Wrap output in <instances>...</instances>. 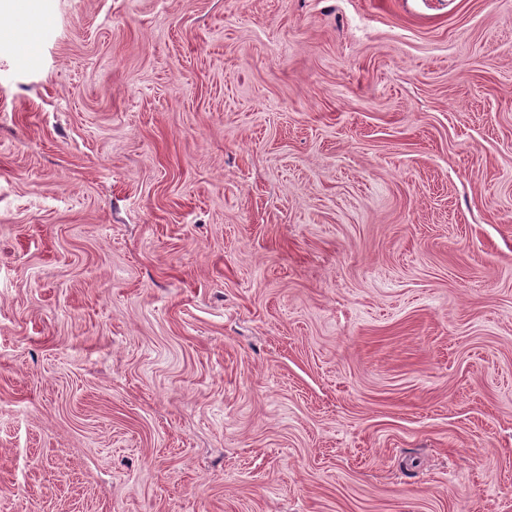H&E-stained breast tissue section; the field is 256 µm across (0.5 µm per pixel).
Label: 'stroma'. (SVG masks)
I'll return each mask as SVG.
<instances>
[{"mask_svg": "<svg viewBox=\"0 0 512 512\" xmlns=\"http://www.w3.org/2000/svg\"><path fill=\"white\" fill-rule=\"evenodd\" d=\"M0 6V512H512V0Z\"/></svg>", "mask_w": 512, "mask_h": 512, "instance_id": "35a3bbf8", "label": "stroma"}]
</instances>
